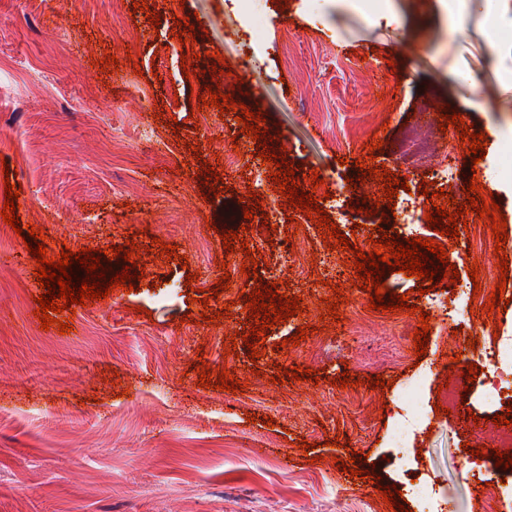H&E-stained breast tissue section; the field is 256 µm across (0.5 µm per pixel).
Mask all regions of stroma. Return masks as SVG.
Returning <instances> with one entry per match:
<instances>
[{
  "mask_svg": "<svg viewBox=\"0 0 512 512\" xmlns=\"http://www.w3.org/2000/svg\"><path fill=\"white\" fill-rule=\"evenodd\" d=\"M137 2L0 0V205L6 184L21 186L19 220L42 228L49 256L66 245L115 247L131 234L145 269L133 292L118 289L62 311L67 333L44 330L35 260L0 221V512H390L378 488L409 478L389 436L415 364L430 370L424 403L433 407L439 386H457L463 368L486 371L467 341L484 346L494 333L511 334L512 303L458 326L430 295H417L420 279L385 273L388 290L420 301L431 318L428 351L416 357L422 312L361 322L370 295L354 288L355 271L341 251L332 281L343 285L347 302L340 322L326 318L332 292L312 263L324 250L317 235L298 264L280 271L286 295L300 296L304 309L288 330L311 325L307 340L286 345L267 330L257 361L242 343L227 355L225 342L249 314L233 294H213L220 263L244 258L226 253L220 232L247 227L263 258L281 263L297 211L280 207L271 228L260 215L245 218L239 198L249 172L225 171L216 158L241 125L233 114L200 107L198 98L216 84L261 112L272 148H284L298 167L301 188L318 174L323 192L342 189L356 207L354 223L340 231L359 248H367L373 226L389 234L399 222L359 211L365 196L382 195L376 181L359 182L354 165L377 139V163L407 179L418 207L426 205L422 181L463 205L469 179L478 177L501 202L512 260V0H456L450 10L440 0H370L364 9L348 0H269L254 40L235 0H145L144 13ZM151 11L159 24L148 19ZM190 16L197 22L187 47L177 22ZM132 29L139 37L128 51L121 35ZM214 49L232 71L248 58L241 86L220 84ZM189 50L201 67L191 76L180 65ZM108 53L119 63L111 74L99 66ZM33 63L44 80H17ZM130 83L144 90L146 106L126 101ZM444 106L486 134L478 165L464 161L459 132L440 131ZM172 120L179 132L169 128ZM143 121L161 147L129 140L116 154L105 152L113 124ZM410 125L437 133L429 165L401 158ZM203 158L226 185L220 195L200 189ZM467 223L480 236L444 240L425 226L413 235L442 241L461 281H470L468 269L478 263L480 296L502 282L512 300V270L496 266L491 226L473 213ZM156 238L177 246L178 259L150 252ZM190 272L196 279L188 287ZM192 287L204 290L207 303L191 302ZM205 310L220 319L202 321ZM202 362L212 375L226 370L245 382L243 393L200 387ZM299 365L315 370L316 380L276 382L278 369ZM344 375L354 385L343 390L336 383ZM377 375L388 379L387 389L366 385ZM471 409L469 417L428 415L409 435L419 475L450 512H484L471 451L490 446L495 411L477 398ZM305 442L317 444L318 461L308 462ZM358 451L368 476L356 480L337 463Z\"/></svg>",
  "mask_w": 512,
  "mask_h": 512,
  "instance_id": "35a3bbf8",
  "label": "stroma"
}]
</instances>
